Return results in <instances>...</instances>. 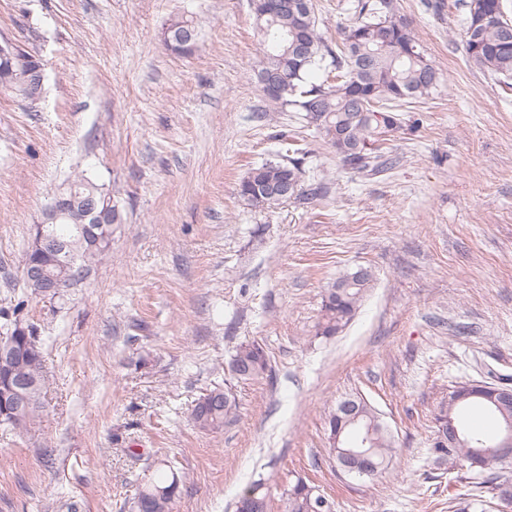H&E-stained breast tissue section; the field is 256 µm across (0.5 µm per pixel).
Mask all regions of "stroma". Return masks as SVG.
Wrapping results in <instances>:
<instances>
[{"mask_svg":"<svg viewBox=\"0 0 512 512\" xmlns=\"http://www.w3.org/2000/svg\"><path fill=\"white\" fill-rule=\"evenodd\" d=\"M438 92L408 99L365 179L301 113L273 112L256 78L251 0H0V41L44 65L37 103L0 94V310L24 293L27 243L78 173L118 202L112 246L62 300L26 298L43 342L45 404L0 426V512H131L147 470L174 462L172 512H235L254 481L285 512L304 478L334 512H456L490 488L431 448L454 385L512 377V91L470 63L457 0H398ZM192 16L184 57L161 32ZM306 153L327 196L248 205L249 168ZM372 267L353 321L316 337L337 277ZM256 341L261 378L230 381ZM230 383L236 419L195 426L205 390ZM365 397L397 452L355 479L327 455L338 400ZM268 369V356L262 345L255 341L239 345L228 362V370L237 381L257 379Z\"/></svg>","mask_w":512,"mask_h":512,"instance_id":"35a3bbf8","label":"stroma"}]
</instances>
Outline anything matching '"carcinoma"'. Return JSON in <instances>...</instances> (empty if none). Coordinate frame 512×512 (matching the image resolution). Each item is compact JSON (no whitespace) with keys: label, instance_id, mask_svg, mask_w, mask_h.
<instances>
[{"label":"carcinoma","instance_id":"1","mask_svg":"<svg viewBox=\"0 0 512 512\" xmlns=\"http://www.w3.org/2000/svg\"><path fill=\"white\" fill-rule=\"evenodd\" d=\"M274 0H252L256 27L259 31V64L256 76L271 73L274 82L261 86L264 96L275 106L291 107L304 113V119L324 135L343 165L365 177L376 176L393 166V159L381 151V145L401 128L397 107L410 98L429 97L441 86L439 73L425 58L409 25L396 18V0H351L347 12L350 24L343 31L342 45L333 49L317 30L314 7L300 12L272 13ZM464 18L465 49L468 61L491 74L507 87L512 86V28L500 26L495 19L505 16L503 0H467ZM166 46L178 54H190L198 43V29L193 20L175 16L162 32ZM39 62L33 55L19 50L17 56H0V92L23 95L27 73ZM360 87L361 96L352 98L350 86ZM304 158L267 161L251 168L240 181L239 195L254 207H272L284 198L269 193V187L280 182L284 172L293 175L291 196L305 200L323 197L328 186L323 180L306 185L303 181ZM75 198V207L55 224L45 225V232L68 243L66 252L53 257L48 266L52 273H70L71 283L80 281L81 271L108 250L104 243L94 244L82 236L85 223L83 207L93 197L108 196L90 178L81 175L65 187ZM349 270L327 288L321 306V320L316 335L331 337L354 318L375 274L372 268L353 277ZM26 301H19L12 313L0 311L5 323L0 327L13 344L22 347L27 336L36 330L22 317ZM269 369V359L261 344L253 341L239 345L230 357L228 370L234 379L254 380ZM30 381L25 399L0 395V425L22 433L43 405L44 360L42 346L22 359L0 364V384L9 378ZM464 382L450 393L448 405L442 406L436 420L448 417L462 430V442L454 448L434 438L432 451L439 460L451 461L466 472L482 478L499 500L512 505V479L492 472L495 467L511 468L512 460H496V437L466 426L461 413L479 406L501 426L512 422V402L475 395L456 401ZM347 400L361 407L357 423L343 424L340 442L329 444V458L339 462L340 453L349 439L359 438V428L371 431L373 475L383 473L396 453L393 434L377 410L362 396ZM237 401L231 388L215 386L203 393L193 409L195 424L203 430H220L236 417ZM179 487L177 474L161 472L146 480L133 502L134 512H171ZM321 493L299 478L289 484L286 512H318ZM236 512H268L267 493L263 483H253L239 497Z\"/></svg>","mask_w":512,"mask_h":512}]
</instances>
